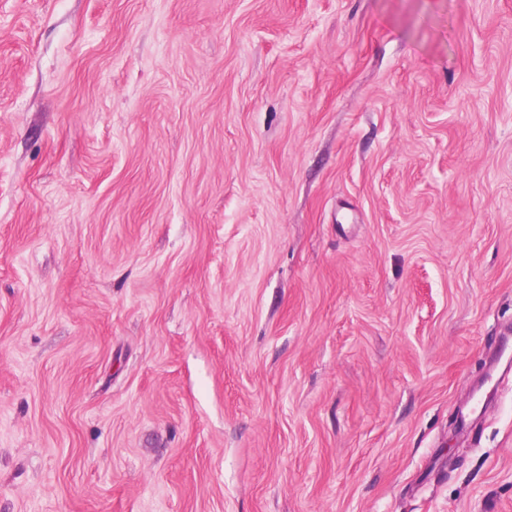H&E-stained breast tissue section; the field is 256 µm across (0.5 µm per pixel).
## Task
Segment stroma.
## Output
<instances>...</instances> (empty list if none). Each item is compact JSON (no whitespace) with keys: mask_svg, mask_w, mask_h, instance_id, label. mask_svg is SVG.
<instances>
[{"mask_svg":"<svg viewBox=\"0 0 512 512\" xmlns=\"http://www.w3.org/2000/svg\"><path fill=\"white\" fill-rule=\"evenodd\" d=\"M512 0H0V512H512Z\"/></svg>","mask_w":512,"mask_h":512,"instance_id":"obj_1","label":"stroma"}]
</instances>
